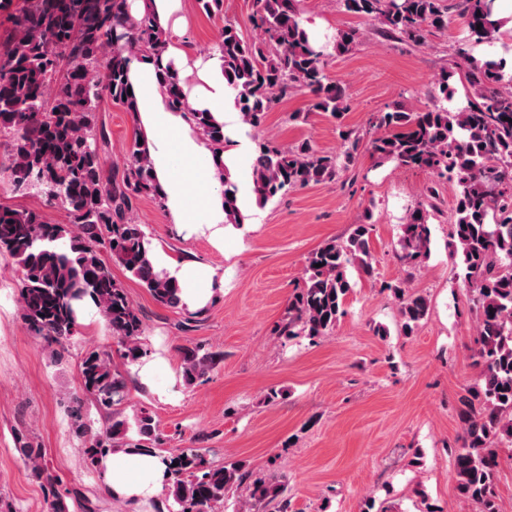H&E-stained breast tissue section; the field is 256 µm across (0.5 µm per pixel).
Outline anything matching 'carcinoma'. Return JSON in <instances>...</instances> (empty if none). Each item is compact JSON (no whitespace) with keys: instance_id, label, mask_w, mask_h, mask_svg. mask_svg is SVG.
Returning a JSON list of instances; mask_svg holds the SVG:
<instances>
[{"instance_id":"carcinoma-1","label":"carcinoma","mask_w":512,"mask_h":512,"mask_svg":"<svg viewBox=\"0 0 512 512\" xmlns=\"http://www.w3.org/2000/svg\"><path fill=\"white\" fill-rule=\"evenodd\" d=\"M299 0H252L251 27L262 38L246 37L240 25L224 21L215 48L224 57V79L242 122L261 127L282 97L300 91L308 111L336 120L340 152H320L308 142L286 148L270 140L256 144L253 191L258 204L311 185L332 183L348 171L361 150L378 163L421 170L433 177L401 224L399 259L419 263L430 252V217L441 186H455L451 238L472 293L478 338L474 358L478 380L461 397V445L454 449L456 489L478 512H505L496 490L500 451L512 447V48L477 59L472 49L500 40L505 19L497 0H456L463 36L452 45L459 62L441 67L431 105L422 110L392 102L367 119L369 138L345 124L350 112L348 87L328 72V59L351 53L361 42L356 28L339 29L320 44L304 27ZM345 12L376 20L387 40L425 47L428 37L450 23L447 0H340ZM159 39L148 12L131 16L125 0H24L8 42L0 50V131L11 134L8 164L0 167L13 189L30 185L41 171L51 183L47 195L68 211L71 224H49L32 210L0 206V254L21 272L20 301L28 329L49 345L76 333L77 304L90 301L102 314L123 357L136 362L147 354L142 321L121 283L99 257L108 249L122 267L159 303L180 306L178 286L150 259L142 225L128 218L139 200L159 197L139 139L129 145L130 161L121 174L104 176L109 132L96 112L105 94L134 113L128 94L129 57L154 49ZM160 82L176 110L188 114L210 147L226 148L228 138L209 114L193 110L182 80L169 67ZM465 90V101L448 102ZM53 86V94L46 88ZM227 223L245 219L236 185L224 173ZM372 223L356 224L345 241L328 240L307 257L304 286L288 300V315L277 333L315 339L328 334L344 314L352 284L347 268L372 272ZM400 305L402 331L411 335L427 317L428 298L390 285ZM222 358L219 351L187 349L183 376L193 382ZM84 390L111 414V424L92 432L81 405L70 412V429L84 439L85 462L92 468L139 436L137 448L152 451L158 438L153 415L144 407L125 413L126 381L112 368L110 354L87 349L81 359ZM18 451L32 474L50 485L53 512H65L57 481L40 449L24 436ZM169 496L176 512H201L233 493L251 505H275L289 512L288 484L255 478L241 461L217 464L195 448L164 456Z\"/></svg>"}]
</instances>
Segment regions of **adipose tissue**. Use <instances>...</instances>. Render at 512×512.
<instances>
[{
	"instance_id": "ef3b65f1",
	"label": "adipose tissue",
	"mask_w": 512,
	"mask_h": 512,
	"mask_svg": "<svg viewBox=\"0 0 512 512\" xmlns=\"http://www.w3.org/2000/svg\"><path fill=\"white\" fill-rule=\"evenodd\" d=\"M128 4L134 13L151 7L161 32L156 49L134 58L127 76L137 104L135 120L167 220L187 234L205 235L223 246L225 177L235 182L244 213L257 209L251 168L255 147L224 81V61L217 53L189 59L181 40L183 0H128ZM167 66L181 72L196 69L199 82L190 92L191 107L223 124L229 142L221 154H213L184 113L170 108L158 76L159 69ZM153 262L175 280L188 308L204 306L214 289L224 286L223 275L196 260H179L157 250ZM165 478L166 465L157 454L120 451L104 460L98 491L103 497L136 504L156 495Z\"/></svg>"
}]
</instances>
